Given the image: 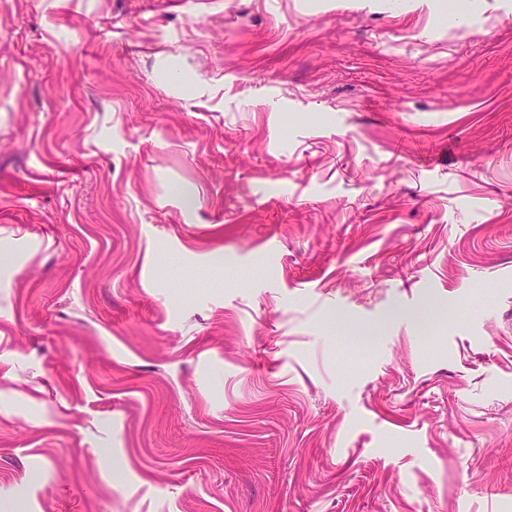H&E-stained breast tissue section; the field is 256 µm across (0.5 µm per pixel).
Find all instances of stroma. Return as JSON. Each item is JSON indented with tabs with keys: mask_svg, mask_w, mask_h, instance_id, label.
<instances>
[{
	"mask_svg": "<svg viewBox=\"0 0 512 512\" xmlns=\"http://www.w3.org/2000/svg\"><path fill=\"white\" fill-rule=\"evenodd\" d=\"M0 512H512V0H0Z\"/></svg>",
	"mask_w": 512,
	"mask_h": 512,
	"instance_id": "1",
	"label": "stroma"
}]
</instances>
